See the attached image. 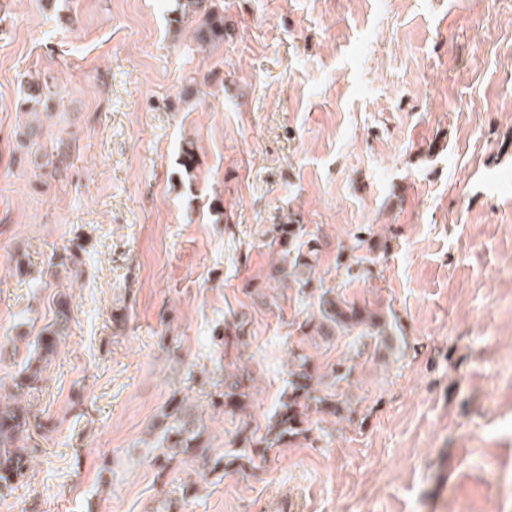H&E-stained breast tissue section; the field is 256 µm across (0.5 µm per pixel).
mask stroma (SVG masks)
Returning a JSON list of instances; mask_svg holds the SVG:
<instances>
[{
  "instance_id": "obj_1",
  "label": "stroma",
  "mask_w": 512,
  "mask_h": 512,
  "mask_svg": "<svg viewBox=\"0 0 512 512\" xmlns=\"http://www.w3.org/2000/svg\"><path fill=\"white\" fill-rule=\"evenodd\" d=\"M218 5L202 46L181 0H0V383L57 300L69 315L0 512H512V0ZM292 213L321 240L316 277L402 337L301 336L286 322L312 298L253 296ZM242 317L251 427L292 348L322 373L351 360L336 392L356 416L313 415L255 472L159 469L177 392L231 449L202 370Z\"/></svg>"
}]
</instances>
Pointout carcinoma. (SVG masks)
Listing matches in <instances>:
<instances>
[{
	"label": "carcinoma",
	"instance_id": "cac0c4a2",
	"mask_svg": "<svg viewBox=\"0 0 512 512\" xmlns=\"http://www.w3.org/2000/svg\"><path fill=\"white\" fill-rule=\"evenodd\" d=\"M208 0H186L191 11H202L203 22L197 29L196 38L202 45L224 39V15ZM271 239L268 247L276 252L271 265V277L277 282L298 286V291L308 293L317 300V312L307 316L301 323L285 322L296 327L302 336H319L326 339L337 334L351 333L356 329L371 336H390L393 323L384 309L365 300L358 302L342 296L333 288L314 279L313 269L321 252L320 239L315 233L305 230L296 215H288L285 223L273 224L268 229ZM60 321L44 326L36 336L38 359L48 361L55 355L63 334V321L68 319L65 301L57 303ZM246 320L224 323V357L229 359L232 369L224 370L221 378L213 383L220 398V406L231 418L243 413L252 395L254 378L247 366H239L246 341ZM354 366L341 364L332 368L333 383L325 384L310 356L289 350L288 387L281 395L276 410L268 421L264 433L250 429V423L240 426L236 432L238 448L218 456L216 451L202 439L204 420L193 409L187 399L172 398L169 411L155 423L158 447L165 449L162 464L179 457L192 455L203 469L243 470L255 467L256 460H264L271 448L294 443L298 438H307L312 431L310 421L315 414L336 415L342 410L355 414L356 409L337 398L336 383L348 379ZM43 380L40 364L25 361L12 377L8 400L0 399V497L6 498L21 482L31 468L35 446L32 440V420L37 415L24 399L40 391Z\"/></svg>",
	"mask_w": 512,
	"mask_h": 512
}]
</instances>
